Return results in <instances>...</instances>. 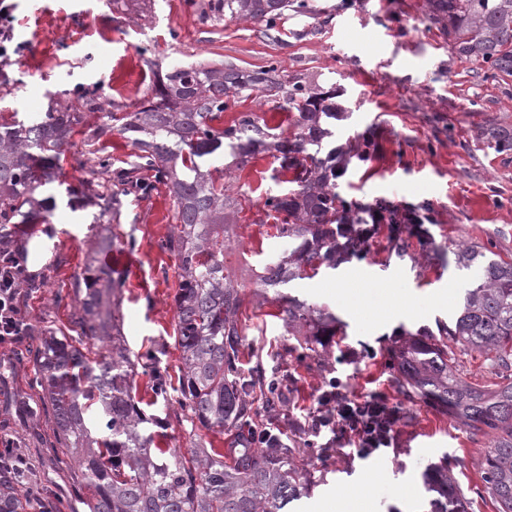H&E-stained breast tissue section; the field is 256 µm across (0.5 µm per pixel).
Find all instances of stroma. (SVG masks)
<instances>
[{"label":"stroma","mask_w":512,"mask_h":512,"mask_svg":"<svg viewBox=\"0 0 512 512\" xmlns=\"http://www.w3.org/2000/svg\"><path fill=\"white\" fill-rule=\"evenodd\" d=\"M7 2L14 32L7 45L10 58L0 67L7 75L0 80V116L7 119L37 121L51 95L78 84L98 87L103 100L131 109L150 97L157 70L200 62L282 69L280 89L230 99L224 113L228 124L254 112L268 126L284 127L292 84L340 88L348 117L336 125L338 141L369 137L376 147L369 159L352 160L338 193L362 209L384 200L430 213L429 244L420 246L413 236L405 250L395 249L383 228L366 254L293 282L295 294L328 306L341 321L320 355L300 358L297 340L273 316L274 305L244 306L243 367L260 366L288 377L283 433L288 446L303 450L298 460L303 471L322 479L302 512H322L340 488L357 486L372 473L378 489L371 512H395L397 492L407 495L412 512H421L420 472L444 455L468 499V512H496L481 492L485 441L472 440L455 419L404 400L393 387L387 350L398 334L452 320L469 279L455 265L456 245L472 241L512 256V154H499L477 138L485 125L512 126V77H485L452 54L425 0H306V8L286 11L275 32L261 22L225 20L186 0H157L152 7L139 0L120 12L109 0ZM94 150L82 135H74L64 149L58 180L40 191L56 200L52 223L14 228L26 255V274L40 284L27 294L21 315L41 329L69 331L71 310L55 306L54 297L69 288L87 259L94 209L71 208L66 187L114 188L91 165ZM288 178L265 153L224 178L243 207L235 229L238 241L225 248L224 267L246 290H253L265 261L286 247L264 201L287 193ZM175 212L165 186H157L144 201L127 193L113 222L119 240L101 261L125 279L123 330L131 349L143 356L132 377L134 399L146 415L163 419L153 429L156 446L185 450L190 423L165 419L164 401L149 387L153 367L175 376L181 366L174 344L179 270L161 247ZM130 238L135 241L131 248L126 245ZM340 281L364 289L357 306L337 305ZM20 348L17 342L0 345V440L13 439L26 455L31 464L26 481L42 500L62 504L63 512H83L64 457L45 459L52 426L40 415L33 367L21 360ZM331 379L357 398L386 397L398 412L392 447L363 457L349 438L295 432V423L307 418Z\"/></svg>","instance_id":"obj_1"}]
</instances>
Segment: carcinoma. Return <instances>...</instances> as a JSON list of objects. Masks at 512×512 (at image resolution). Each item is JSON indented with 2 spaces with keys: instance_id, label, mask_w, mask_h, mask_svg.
I'll list each match as a JSON object with an SVG mask.
<instances>
[{
  "instance_id": "cac0c4a2",
  "label": "carcinoma",
  "mask_w": 512,
  "mask_h": 512,
  "mask_svg": "<svg viewBox=\"0 0 512 512\" xmlns=\"http://www.w3.org/2000/svg\"><path fill=\"white\" fill-rule=\"evenodd\" d=\"M210 12L232 20L272 26L288 9V0H208ZM429 16L448 36L457 56L493 75H512V0H426ZM281 87L273 65L245 71L233 66H174L158 72L152 98L135 110L111 109L95 87L64 92L69 103L51 109L30 124L0 123V229L9 224H49L53 197L37 199L38 189L55 179L64 145L95 117L86 139L95 143L108 132L122 135L134 151L129 169L112 171V155L97 157L100 172L150 196L152 186L138 184L137 171L153 173L168 187L176 221L162 248L180 270L175 295L177 343L182 370L180 394L166 417L191 423V448L185 452L155 448L149 424L157 422L138 407L131 379L136 365L122 333V282L98 255L117 241L110 227L122 207L125 190L100 195L93 214V257L73 277L75 335L43 330L27 351L34 382L42 391L60 448L78 478L77 492L89 512H290L310 496L317 482L304 478L295 449L277 441L252 443L273 418L288 384L261 368L241 369L247 326L239 320L245 302L274 304L277 317L293 336L313 350L320 337L336 330L326 307L286 292L291 283L336 266L369 250L357 228L358 212L335 191L345 165L336 159L345 149L332 140L331 124L342 110L333 93L296 83L288 90L292 130L275 132L256 113L217 127L227 101L244 91ZM480 140L500 152L512 151V127L491 125ZM259 153L293 174V188L266 197L264 206L284 215L277 225L286 240L284 253L269 260L250 292L224 274V247L239 212L237 198L226 193L217 172L240 170ZM389 241L402 248L409 213L378 205ZM458 270L477 272L465 289L452 322L439 334L428 328L409 333L389 349L398 393L460 421L470 437L488 439L481 463L483 493L497 512H512V258H492L476 244L454 251ZM96 347L95 357L84 352ZM477 352L495 370L498 382L474 386L461 376L458 354ZM171 383L154 369L151 391L168 399ZM210 433L225 435L223 453L207 447ZM422 485L427 512H467V498L451 476L448 457L426 464ZM36 495L20 489L0 472V512H29Z\"/></svg>"
}]
</instances>
